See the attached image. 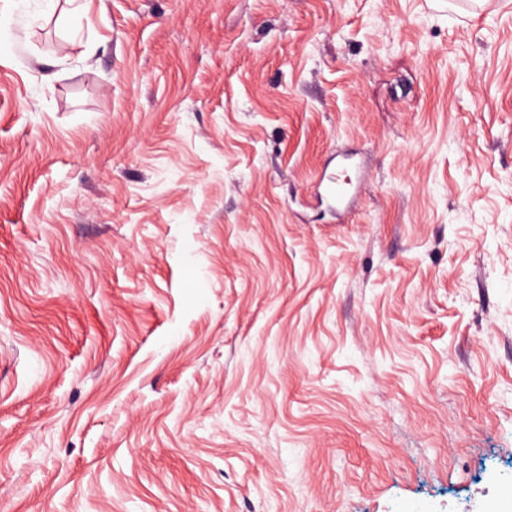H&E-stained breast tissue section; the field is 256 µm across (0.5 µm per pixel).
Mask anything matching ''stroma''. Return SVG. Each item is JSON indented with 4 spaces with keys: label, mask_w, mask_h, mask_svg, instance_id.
Segmentation results:
<instances>
[{
    "label": "stroma",
    "mask_w": 512,
    "mask_h": 512,
    "mask_svg": "<svg viewBox=\"0 0 512 512\" xmlns=\"http://www.w3.org/2000/svg\"><path fill=\"white\" fill-rule=\"evenodd\" d=\"M87 5L0 0V512H499L512 0Z\"/></svg>",
    "instance_id": "stroma-1"
}]
</instances>
